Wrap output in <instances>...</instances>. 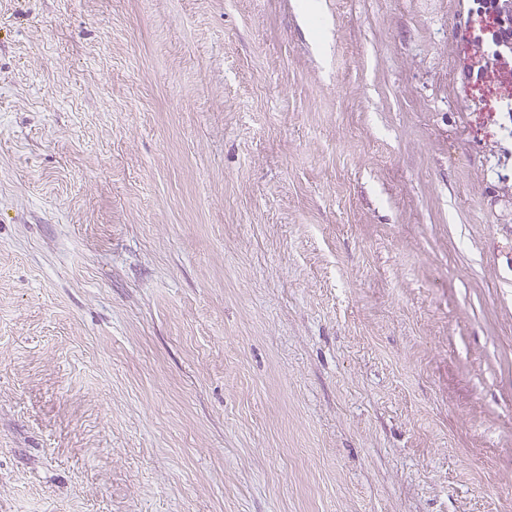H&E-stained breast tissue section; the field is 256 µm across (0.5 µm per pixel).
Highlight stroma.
I'll return each instance as SVG.
<instances>
[{"label": "stroma", "mask_w": 512, "mask_h": 512, "mask_svg": "<svg viewBox=\"0 0 512 512\" xmlns=\"http://www.w3.org/2000/svg\"><path fill=\"white\" fill-rule=\"evenodd\" d=\"M486 24L0 0V512H512Z\"/></svg>", "instance_id": "1"}]
</instances>
